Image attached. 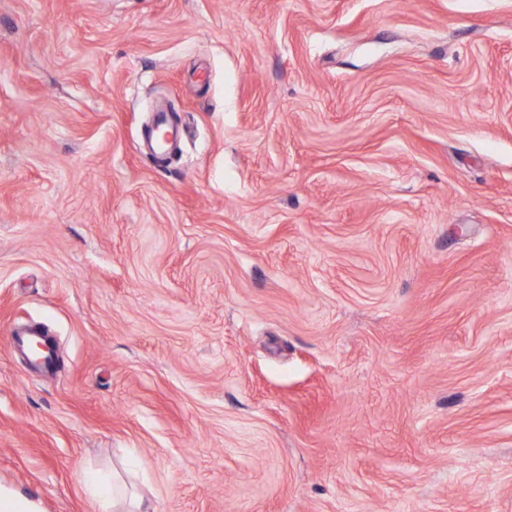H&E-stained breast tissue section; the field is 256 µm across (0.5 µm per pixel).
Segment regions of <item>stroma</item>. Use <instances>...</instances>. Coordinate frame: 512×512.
Here are the masks:
<instances>
[{
	"label": "stroma",
	"instance_id": "35a3bbf8",
	"mask_svg": "<svg viewBox=\"0 0 512 512\" xmlns=\"http://www.w3.org/2000/svg\"><path fill=\"white\" fill-rule=\"evenodd\" d=\"M97 470L512 512V0H0V512ZM12 341L17 349L25 350L29 349L31 346L35 344H40L41 350H39L38 354L34 357V362L40 369L44 371H49V366L51 363V346L47 341L41 340L35 335L28 333H15L12 336Z\"/></svg>",
	"mask_w": 512,
	"mask_h": 512
}]
</instances>
